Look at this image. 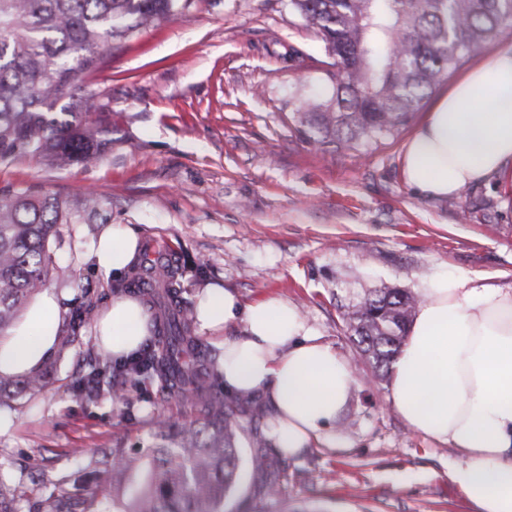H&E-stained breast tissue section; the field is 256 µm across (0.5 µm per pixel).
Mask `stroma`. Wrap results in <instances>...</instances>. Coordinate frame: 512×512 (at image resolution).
Masks as SVG:
<instances>
[{"instance_id": "35a3bbf8", "label": "stroma", "mask_w": 512, "mask_h": 512, "mask_svg": "<svg viewBox=\"0 0 512 512\" xmlns=\"http://www.w3.org/2000/svg\"><path fill=\"white\" fill-rule=\"evenodd\" d=\"M292 45L325 55L288 0H194L107 50L88 83L109 108L112 144L97 164L5 162L0 193L97 198L95 214L58 225L50 243L49 287L67 311L112 302L116 283L96 271L90 248L108 225L130 224L178 266L187 304L208 283L246 305L280 296L350 365L355 383L330 428L335 447L289 458L278 496L260 493L250 465L251 431L266 424H244L239 486L224 512H474L448 477L457 452L400 418L389 382L362 363L339 308L384 284L418 293L440 270L511 287L512 184L495 176L471 186L463 217L405 183L404 146L449 79L377 149L324 153L295 116L312 95L328 93L326 76L289 66ZM98 350L84 326L50 388L0 407L1 472L26 477L43 466L59 477L104 462L110 449L151 444L157 409L179 422L196 418L193 405L150 382H126L125 409L108 394L81 400L75 386Z\"/></svg>"}]
</instances>
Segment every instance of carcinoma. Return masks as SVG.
<instances>
[{
	"mask_svg": "<svg viewBox=\"0 0 512 512\" xmlns=\"http://www.w3.org/2000/svg\"><path fill=\"white\" fill-rule=\"evenodd\" d=\"M192 0H0V163L30 157L64 169L101 159L110 140L105 105L87 92L116 45L142 28L189 10ZM315 38L325 43L332 85L299 115L305 131L327 152L379 146L404 127L444 78L499 37L512 32V0H289ZM96 118H91V115ZM97 199L69 203L27 190L0 195V336L18 320L28 300L47 285L49 243L73 212L91 214ZM142 271L163 283L166 327L162 349L149 343L132 360L114 365L90 359L79 386L89 400L105 389L124 399L120 373L136 383L157 382L170 396L190 399L198 416L176 423L163 411L154 421V444L114 448L102 480L76 476L35 484L29 512H224L241 463L242 425L232 404L212 393L222 379L192 336L191 308L179 307L180 285L150 250ZM418 298L384 286L347 307L343 321L362 360L379 379L390 375ZM94 305L80 308L58 334V353L72 347ZM52 358L25 378L0 374V406L50 383ZM276 447L252 459L255 471L282 461ZM22 486L0 471V512H18Z\"/></svg>",
	"mask_w": 512,
	"mask_h": 512,
	"instance_id": "1",
	"label": "carcinoma"
}]
</instances>
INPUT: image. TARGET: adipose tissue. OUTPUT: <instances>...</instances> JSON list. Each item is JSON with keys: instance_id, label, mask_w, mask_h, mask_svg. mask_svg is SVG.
Here are the masks:
<instances>
[{"instance_id": "adipose-tissue-1", "label": "adipose tissue", "mask_w": 512, "mask_h": 512, "mask_svg": "<svg viewBox=\"0 0 512 512\" xmlns=\"http://www.w3.org/2000/svg\"><path fill=\"white\" fill-rule=\"evenodd\" d=\"M512 171V50L470 69L407 142L402 173L420 195L445 198ZM141 235L110 225L92 245L97 270L125 277ZM64 308L42 289L0 337V373L26 376L54 352ZM199 330L219 334L224 387L271 402L270 435L294 456L335 447L326 427L354 384L349 364L317 337L296 306L275 296L251 304L216 285L197 296ZM242 322L244 334L223 337ZM153 315L138 296L113 300L93 326L95 342L121 359L138 351ZM389 399L410 429L456 448L450 474L476 512H512V288L438 273L424 282L406 341L392 366Z\"/></svg>"}]
</instances>
